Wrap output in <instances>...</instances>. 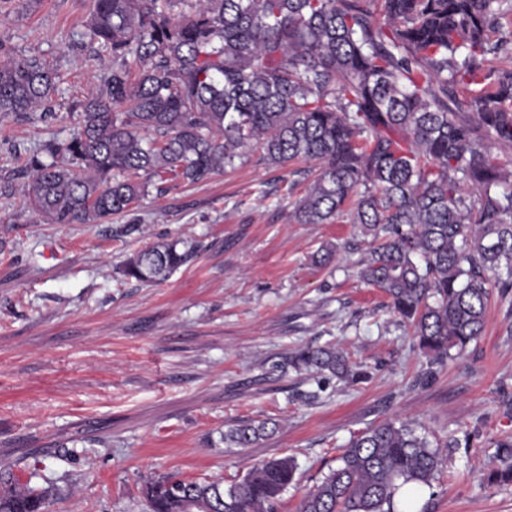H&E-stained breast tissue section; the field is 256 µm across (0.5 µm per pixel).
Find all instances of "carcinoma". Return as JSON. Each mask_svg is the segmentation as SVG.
<instances>
[{
	"label": "carcinoma",
	"mask_w": 512,
	"mask_h": 512,
	"mask_svg": "<svg viewBox=\"0 0 512 512\" xmlns=\"http://www.w3.org/2000/svg\"><path fill=\"white\" fill-rule=\"evenodd\" d=\"M512 0H94L89 36L112 54L77 128L28 163L24 195L52 224H96L126 211L152 179L200 184L258 143L276 168L301 159L314 178L298 224L349 212L371 237L359 276L384 291L431 363L481 336L493 295L512 292ZM507 63L495 68L491 59ZM36 57L0 64V113L27 116L55 92ZM181 240L128 257L122 274L159 282L188 264ZM288 365L340 381L366 374L334 346L298 348ZM267 423L224 431L249 448ZM407 420L353 437L297 512H400L406 485L431 489L452 449ZM486 480L512 483V441ZM291 458L237 483L163 477L149 512H275ZM52 491L0 476V512H47Z\"/></svg>",
	"instance_id": "cac0c4a2"
}]
</instances>
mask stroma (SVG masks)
I'll list each match as a JSON object with an SVG mask.
<instances>
[{"mask_svg": "<svg viewBox=\"0 0 512 512\" xmlns=\"http://www.w3.org/2000/svg\"><path fill=\"white\" fill-rule=\"evenodd\" d=\"M91 0H0V57L36 56L58 73L49 109L0 116V471L52 484L49 512H145L148 479L232 485L291 457L296 480L275 512L338 465L353 436L387 419L429 438L471 433L428 512H512V484L483 479L512 438V294L493 299L483 335L439 366L358 276L368 239L348 216L297 224L311 163L285 168L251 148L207 182L167 180L99 224H49L26 205L18 170L44 140L67 139L75 104L104 68ZM177 238L196 257L166 280L122 275L127 256ZM337 248L335 263L313 256ZM336 345L368 372L342 384L286 364L299 346ZM275 421L251 448L225 447L241 421Z\"/></svg>", "mask_w": 512, "mask_h": 512, "instance_id": "35a3bbf8", "label": "stroma"}]
</instances>
